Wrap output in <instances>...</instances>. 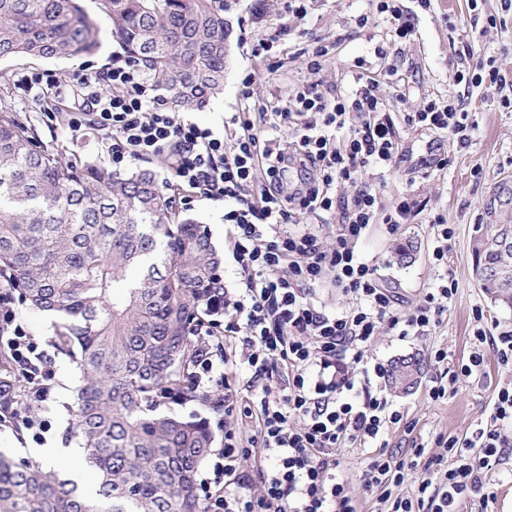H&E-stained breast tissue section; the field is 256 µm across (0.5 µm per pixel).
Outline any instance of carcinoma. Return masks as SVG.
I'll use <instances>...</instances> for the list:
<instances>
[{"instance_id": "1", "label": "carcinoma", "mask_w": 512, "mask_h": 512, "mask_svg": "<svg viewBox=\"0 0 512 512\" xmlns=\"http://www.w3.org/2000/svg\"><path fill=\"white\" fill-rule=\"evenodd\" d=\"M112 37L176 107H204L224 88L231 21L212 0H99ZM99 47L98 20L80 0H0V58L71 59ZM496 228L472 240L480 288L512 307L495 277ZM223 255L198 221L174 211L148 169L64 163L0 106V276L33 308L64 320L57 348L80 373L71 437L95 476L91 489L0 454V512H200L194 478L214 435L160 411L193 400L207 296L224 293ZM397 363L391 388L406 392Z\"/></svg>"}]
</instances>
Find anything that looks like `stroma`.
I'll return each instance as SVG.
<instances>
[{
	"mask_svg": "<svg viewBox=\"0 0 512 512\" xmlns=\"http://www.w3.org/2000/svg\"><path fill=\"white\" fill-rule=\"evenodd\" d=\"M227 16L233 26L229 64L224 72V91L204 108H190L187 116L198 124L224 133L226 144H233L235 131L224 121L232 113L244 109L258 110L264 102L287 103L302 87L321 82L323 87H347L357 68L381 77V90L389 104V115L414 156L432 153L448 158L444 169L423 177L411 163L399 162L376 177L383 205H391L400 193L407 192L418 202L416 215L397 232L386 225L373 226L359 245L361 253L377 262L386 287L392 288L402 309L423 300L428 289L451 281L457 286L440 325L427 336L401 338L381 329L369 353L382 361L418 357L424 372L416 387L406 394H394L398 407L417 421L425 446H433L436 436L445 434L460 438L472 436L493 410L501 387L512 386V366L499 363L494 352L484 356L482 371L461 380L454 397L432 401L426 393L428 380L437 373L430 360L432 348L448 351L449 365L460 364L470 353L471 338L478 324L475 308H483L489 323L512 329V307L491 304L478 285L470 241L474 226L494 185L504 176H512V106L503 103L499 87L481 84L470 88L450 84L449 75L458 63L462 42H469L476 57L493 62L506 77L512 78V9L504 0H431L429 8H421L417 0H403L413 18L416 34L413 40L401 41L394 35L392 20L377 16L373 25L361 28L356 20L369 12V0H311L304 19L279 16L277 0H229ZM278 35L279 41L271 57L254 56L252 48L259 40ZM98 50L84 59L47 60L9 57L0 59V104L8 106L18 119L32 128L39 143L58 154L62 161L77 158L101 166H109L108 144L101 136L89 133L71 136L65 125L70 103L55 102L56 118L46 122L44 100L22 95L15 87L20 77L30 71L51 69L62 75L72 74L84 64L111 66L121 53L112 38L107 20L99 22ZM323 45L328 53L322 59L319 73H312L309 61L315 45ZM384 48L387 57L379 59L376 50ZM398 67L395 76L385 75L387 65ZM253 75L250 99L242 97V81ZM460 98L468 114L465 142L427 132L417 134L404 126V116L422 107L426 100L445 97ZM206 226L215 246L225 252L224 285L239 287L240 276L232 258L224 224V204L200 201L189 212ZM444 216L452 224L454 234L448 241V259L438 263L432 258L428 244V224L435 216ZM409 244L413 255L408 262H398L393 248ZM18 316L50 356L55 371L53 399L38 409V417L48 421L44 447L60 449L54 471L58 474L77 472L69 453L76 441L69 435L72 422L70 405L79 383V374L70 358L61 354L53 340L57 319L40 312L22 299L16 300Z\"/></svg>",
	"mask_w": 512,
	"mask_h": 512,
	"instance_id": "stroma-1",
	"label": "stroma"
}]
</instances>
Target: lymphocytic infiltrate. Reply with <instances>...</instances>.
<instances>
[{"instance_id":"1","label":"lymphocytic infiltrate","mask_w":512,"mask_h":512,"mask_svg":"<svg viewBox=\"0 0 512 512\" xmlns=\"http://www.w3.org/2000/svg\"><path fill=\"white\" fill-rule=\"evenodd\" d=\"M17 87L27 95L71 99L69 131L77 136L93 130L109 140L113 168L160 159L167 182L224 203L240 286L208 299L210 317L196 330L230 345L219 364L208 347L195 354V382L218 391L226 422L223 448L196 481L201 512H363L365 490L375 493L379 512H461L468 501L485 506L494 500L487 473L512 446L501 432L502 424L512 422V388L499 390L478 435L438 437L439 451L432 454L413 440L415 423L380 383L385 365L368 354L384 324L402 338L428 335L456 292L455 285H442L421 304L398 309L377 266L359 252L374 224L398 229L416 208L405 194L382 207L367 179L371 170L406 155L399 130L382 113L379 79L361 72L349 89L326 94L306 87L295 93L292 111L265 104L259 125L246 113H233L229 122L240 133L230 147L222 134L179 112L129 58L68 76L37 71L23 75ZM467 118L455 100L432 99L407 113L404 122L422 133L461 140ZM289 159L300 160L309 178L303 191L287 196L281 173ZM260 176L266 185L256 194L252 187ZM345 185L351 194L337 195ZM298 213L334 216V243L289 231ZM329 277L355 306L336 311L316 301L317 286ZM13 302L11 285H0V353L24 379L26 391L22 408L0 413V425L25 428L38 442L48 423L22 410L51 400L55 371ZM489 350L511 365L512 330L477 328L467 362L447 377H434L427 387L430 399L454 396L459 379L477 372ZM239 359L251 372L244 383L231 369ZM239 422L251 424L250 435L236 431ZM393 427L412 439L406 456L383 440ZM342 448L368 452L362 489L339 471ZM250 457L260 461L253 477L241 468ZM416 470L422 480L411 493L397 494Z\"/></svg>"}]
</instances>
